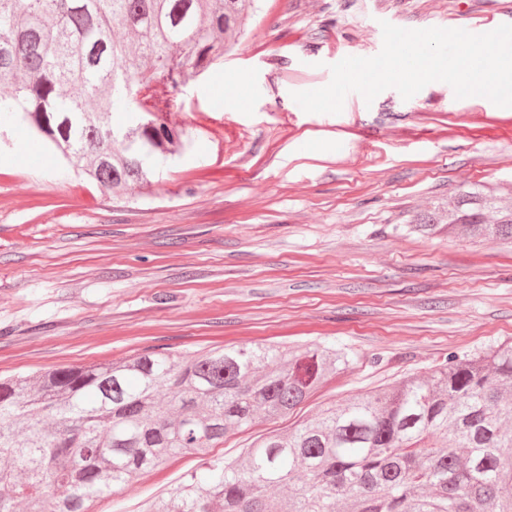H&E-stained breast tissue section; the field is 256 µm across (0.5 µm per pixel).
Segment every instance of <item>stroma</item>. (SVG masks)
Segmentation results:
<instances>
[{
  "label": "stroma",
  "mask_w": 512,
  "mask_h": 512,
  "mask_svg": "<svg viewBox=\"0 0 512 512\" xmlns=\"http://www.w3.org/2000/svg\"><path fill=\"white\" fill-rule=\"evenodd\" d=\"M235 48L158 85L185 148L149 184L106 189L27 126L0 127V376L163 347L318 343L354 350L293 414L227 434L234 458L321 406L512 342V247L422 236L418 214L481 185L512 209V108L432 82L411 99L349 93L308 113L293 92L382 48V22L478 32L512 0H258ZM193 453L95 512H146L200 470Z\"/></svg>",
  "instance_id": "obj_1"
}]
</instances>
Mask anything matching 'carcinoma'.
<instances>
[{"instance_id": "cac0c4a2", "label": "carcinoma", "mask_w": 512, "mask_h": 512, "mask_svg": "<svg viewBox=\"0 0 512 512\" xmlns=\"http://www.w3.org/2000/svg\"><path fill=\"white\" fill-rule=\"evenodd\" d=\"M254 0H0V112L106 188L141 186L183 146L152 90L224 56ZM124 35H112L114 25ZM410 229L512 244L477 187ZM346 347H230L0 379V512H93L94 499L256 416L282 418L357 361ZM286 487L288 496L274 490ZM512 512V345L451 359L203 459L147 512Z\"/></svg>"}]
</instances>
